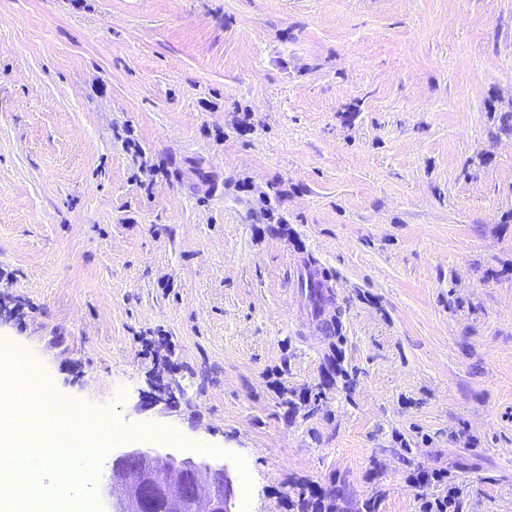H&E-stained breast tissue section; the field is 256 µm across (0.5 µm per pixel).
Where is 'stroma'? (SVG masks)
Returning a JSON list of instances; mask_svg holds the SVG:
<instances>
[{
    "instance_id": "1",
    "label": "stroma",
    "mask_w": 512,
    "mask_h": 512,
    "mask_svg": "<svg viewBox=\"0 0 512 512\" xmlns=\"http://www.w3.org/2000/svg\"><path fill=\"white\" fill-rule=\"evenodd\" d=\"M508 110L512 0H0V354L233 512H512Z\"/></svg>"
}]
</instances>
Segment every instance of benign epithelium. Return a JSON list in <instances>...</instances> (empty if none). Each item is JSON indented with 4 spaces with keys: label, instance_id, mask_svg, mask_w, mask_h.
Instances as JSON below:
<instances>
[{
    "label": "benign epithelium",
    "instance_id": "benign-epithelium-1",
    "mask_svg": "<svg viewBox=\"0 0 512 512\" xmlns=\"http://www.w3.org/2000/svg\"><path fill=\"white\" fill-rule=\"evenodd\" d=\"M102 496L107 512H185L206 501V512H232L224 467L177 459L157 448L131 447L112 457Z\"/></svg>",
    "mask_w": 512,
    "mask_h": 512
}]
</instances>
